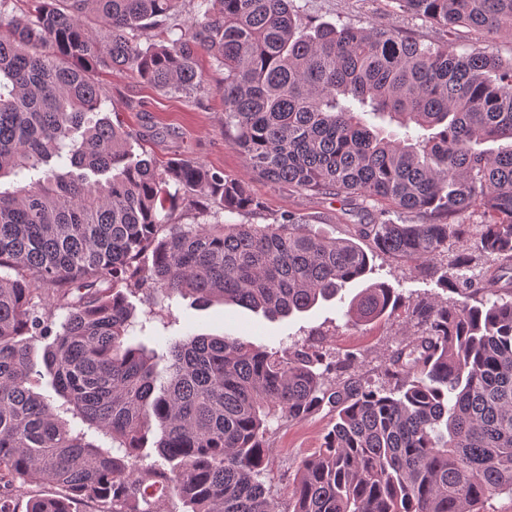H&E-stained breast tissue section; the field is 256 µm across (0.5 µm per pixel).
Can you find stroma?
<instances>
[{"mask_svg": "<svg viewBox=\"0 0 512 512\" xmlns=\"http://www.w3.org/2000/svg\"><path fill=\"white\" fill-rule=\"evenodd\" d=\"M303 17L313 23L350 24L356 27L395 26L403 36L425 43L443 39L441 30L401 12L396 0H295ZM207 75L204 92L191 96L165 93L143 82L130 70L104 72L99 79L107 95L103 112L125 129L139 133L135 153H146L158 164L173 158H187L225 174L245 179L251 193L263 204L256 224L270 223L273 216L293 211L309 217L315 231L334 238H349L354 216L345 214L339 201L299 194L287 187H275L250 173L231 139L224 135V74L215 69L208 56H200ZM366 278L347 285L339 300L322 302L304 313L270 320L235 305L214 303L193 306L179 300L168 318L171 336L208 334L231 336L260 346H314L329 352L355 353L360 371L373 386H380L377 369L384 357L404 338L398 321L356 325L348 321L346 301L366 285L380 282L394 288L401 301L419 297L452 298V291L439 285L413 264L377 253ZM332 415L322 410L304 422L285 425L271 422L275 465L285 471L312 454L323 442Z\"/></svg>", "mask_w": 512, "mask_h": 512, "instance_id": "stroma-1", "label": "stroma"}]
</instances>
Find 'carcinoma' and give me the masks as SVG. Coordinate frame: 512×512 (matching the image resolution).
Masks as SVG:
<instances>
[{"label":"carcinoma","instance_id":"cac0c4a2","mask_svg":"<svg viewBox=\"0 0 512 512\" xmlns=\"http://www.w3.org/2000/svg\"><path fill=\"white\" fill-rule=\"evenodd\" d=\"M447 36L512 33V0H395ZM0 0V512H486L512 494V58L390 26H306L293 0ZM224 69V134L274 186L365 202L350 239L294 212L270 224H172L177 202L262 209L241 179L190 159L136 158L98 117L101 69L167 92ZM397 123L385 135L371 119ZM505 141L492 150L478 146ZM481 217L479 230L463 217ZM421 213L420 224L391 219ZM473 237L466 252L452 246ZM371 250L460 295L399 305L385 283L349 303L355 324L403 310L408 340L369 386L358 357L199 334L143 339L129 296L180 297L288 317L369 271ZM506 294L509 299L501 298ZM496 300H490V297ZM66 311L54 329L56 311ZM56 394L31 387L41 374ZM328 408L288 507L274 498L269 421ZM159 460L147 465L150 449Z\"/></svg>","mask_w":512,"mask_h":512}]
</instances>
